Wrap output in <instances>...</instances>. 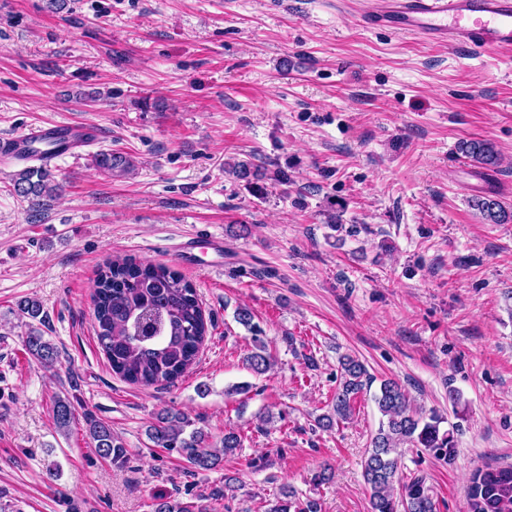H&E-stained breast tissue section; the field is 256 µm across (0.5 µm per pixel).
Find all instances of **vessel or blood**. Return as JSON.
<instances>
[{"instance_id": "obj_1", "label": "vessel or blood", "mask_w": 512, "mask_h": 512, "mask_svg": "<svg viewBox=\"0 0 512 512\" xmlns=\"http://www.w3.org/2000/svg\"><path fill=\"white\" fill-rule=\"evenodd\" d=\"M365 28L417 36L481 55L512 48V0H361ZM99 137L90 124H34L0 138V162L27 160L47 167L60 155L78 156Z\"/></svg>"}]
</instances>
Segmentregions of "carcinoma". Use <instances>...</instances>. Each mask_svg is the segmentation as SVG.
<instances>
[{"instance_id":"cac0c4a2","label":"carcinoma","mask_w":512,"mask_h":512,"mask_svg":"<svg viewBox=\"0 0 512 512\" xmlns=\"http://www.w3.org/2000/svg\"><path fill=\"white\" fill-rule=\"evenodd\" d=\"M457 150L483 169L491 170L498 164V151L488 139L462 140ZM92 164L105 175L122 176L134 170L135 161L121 152L101 151L93 156ZM224 172L255 185L267 179L249 160L229 163ZM12 189L28 202L31 221L36 222L50 210L64 186L49 169L24 167L13 176ZM473 207L488 224L512 223V211L494 195L475 198ZM93 306L96 337L112 371L141 387L169 385L183 376L195 362L209 331L210 320L193 283L163 263H137L126 258L106 262L96 274ZM24 346L43 365L57 358L54 345L34 327L25 337ZM245 365L257 375L274 366L273 356L257 336ZM340 367L332 413L317 419L323 428L350 419L355 399L372 382L366 366L356 356H342ZM374 401L381 420L363 465L370 512H436L424 479L405 482L400 476L398 448L403 444L425 448L450 462L456 453L453 432L440 431L438 415L426 417L412 408L408 393L394 380L381 381ZM73 415L69 399L55 400L53 418L59 430H67ZM190 426L192 421L184 414L165 411L150 426L148 438L157 448L179 450L195 472L217 468L223 456L243 447L244 438L233 430L226 431L217 446L209 443L208 435L199 429L186 432ZM89 435L101 457L114 463L125 461L127 450L110 425L91 422ZM267 512H319V508L316 500H302L290 488ZM466 512H512L511 464L478 468L471 473Z\"/></svg>"}]
</instances>
